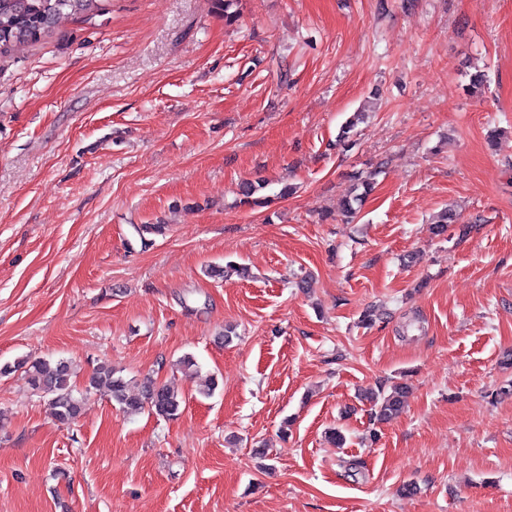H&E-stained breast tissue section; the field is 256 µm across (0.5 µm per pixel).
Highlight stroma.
Returning <instances> with one entry per match:
<instances>
[{"label":"stroma","mask_w":512,"mask_h":512,"mask_svg":"<svg viewBox=\"0 0 512 512\" xmlns=\"http://www.w3.org/2000/svg\"><path fill=\"white\" fill-rule=\"evenodd\" d=\"M235 9L108 0L0 57V367L184 398L168 420L94 392L67 426L0 374V512H512V0ZM259 177L270 206L238 205ZM230 261L251 278L209 275ZM380 381L410 394L375 425ZM353 178L356 183L353 186L352 192L345 198L343 203V212L348 218H354L358 214L362 203L373 189L372 182L368 179H363L360 175H355ZM105 388L120 408L130 414L147 410L156 416L174 419L180 415L183 397L174 387L146 378L138 392L131 391L129 383L112 365L98 366L88 379L86 395L91 389Z\"/></svg>","instance_id":"stroma-1"}]
</instances>
